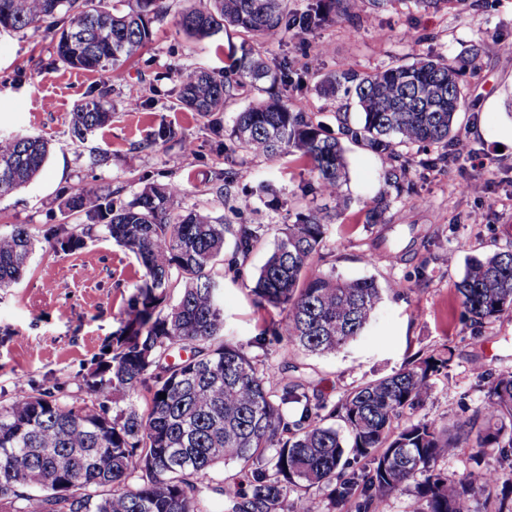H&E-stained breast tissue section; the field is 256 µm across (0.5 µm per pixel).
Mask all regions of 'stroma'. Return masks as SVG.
Here are the masks:
<instances>
[{
  "instance_id": "1",
  "label": "stroma",
  "mask_w": 512,
  "mask_h": 512,
  "mask_svg": "<svg viewBox=\"0 0 512 512\" xmlns=\"http://www.w3.org/2000/svg\"><path fill=\"white\" fill-rule=\"evenodd\" d=\"M169 12L152 24L153 36L115 78L110 127L85 140L70 133L74 106L104 78L57 62L51 36L0 33V135H38L51 144L41 175L25 188L0 198V229L31 225L41 243L30 269L13 288L0 290V396L9 397L17 381L74 393L121 327L132 290L143 269L134 255L92 233L78 251H54L44 235L61 222L58 196L63 188H138L141 180L180 184L182 209H208L236 224H260L264 235L243 265L225 270L222 284L224 335L249 346L251 354L278 368L296 365L312 375L328 403L352 388L402 369L429 355L449 357L432 378L425 405L405 411L401 424L434 419L465 422L485 395L487 384L512 372V312L474 330L462 315L455 284L468 258L512 246V54L500 41H512V0H447L437 8H418L408 0H351V18L305 32L247 39L235 30L199 40L179 31L175 19L199 0H168ZM250 43L273 66L287 63L285 94L301 103L329 129L337 113L357 120L353 98L330 96L322 79L341 65L370 74L412 62L417 55L465 60L461 83L472 106L458 117L461 137L473 148L471 160H454L445 169L412 161V193L393 198L386 220L391 228L380 251L369 244L378 226L366 212L379 186L385 162L362 146H346L350 202L336 207L322 194L303 195L309 176L303 160L230 152L223 134L206 119L179 109L181 80L199 70L227 66L243 43ZM481 43L478 59L470 49ZM137 97L130 107L129 97ZM172 127L190 141L153 144L160 127ZM106 155L94 167L90 157ZM181 156L180 167L169 157ZM234 170L247 188L264 181L279 191L278 201L254 196L250 209L232 214L233 199H219L208 186L219 172ZM333 210L325 247L312 259L323 271L346 278L374 277L385 293L366 330L333 356L317 357L262 336L278 310H259L251 288L282 225L297 212ZM426 234V247L412 250L413 229Z\"/></svg>"
}]
</instances>
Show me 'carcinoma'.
I'll list each match as a JSON object with an SVG mask.
<instances>
[{
	"label": "carcinoma",
	"instance_id": "carcinoma-1",
	"mask_svg": "<svg viewBox=\"0 0 512 512\" xmlns=\"http://www.w3.org/2000/svg\"><path fill=\"white\" fill-rule=\"evenodd\" d=\"M166 0H0V30L52 33L58 60L70 69L114 75L150 40L153 19ZM349 16V0H317L296 15L288 0H202L179 16L185 34L208 38L232 27L247 36H282L306 21L316 26ZM456 58L419 56L363 77L342 68L324 81L328 91L348 84L359 121L337 114L339 134L285 99L288 67L268 64L241 47L224 71H198L176 92L182 108L221 126L226 103L244 91L261 98L235 116L227 149L306 161L311 184L341 198L348 180L343 140L386 155L383 186L367 222L384 221L391 192L413 190L410 151L434 147L435 167L459 141L457 114L467 105ZM112 84L104 83L71 112L74 138L85 139L112 121ZM51 152L34 135L0 137V163L15 164L0 196L27 186ZM235 172L208 188L219 198ZM122 189L73 188L58 208L68 224L49 240L72 253L99 228L128 249L143 268L122 327L112 336L78 394L59 396L21 385L0 399V508L7 512H312L292 489L330 487L329 512L355 491L365 512H385L390 497L413 496L412 512H512V483L484 469L458 478L439 462L458 448L483 458L512 448V372L488 383L468 423L418 421L394 427L405 410L424 404L431 377L449 363L433 355L348 392L332 406L309 376L273 372L265 361L224 337L221 299L224 250L230 265L247 261L262 238L261 226L226 224L205 211H184L181 188L148 182L127 198ZM330 215L299 212L280 235L251 288L256 307L274 308L280 322L264 329L285 344L319 356L334 355L360 336L373 318L382 288L372 277L343 278L310 259L327 240ZM37 239L28 224L0 231V289L22 278ZM471 325L480 328L512 310V249L468 261L456 283ZM178 297H173V293ZM146 393L145 406L133 400ZM166 394L162 399L159 394ZM339 420L337 426L334 420ZM369 467L340 480L345 455ZM233 464L247 486L215 478Z\"/></svg>",
	"mask_w": 512,
	"mask_h": 512
}]
</instances>
